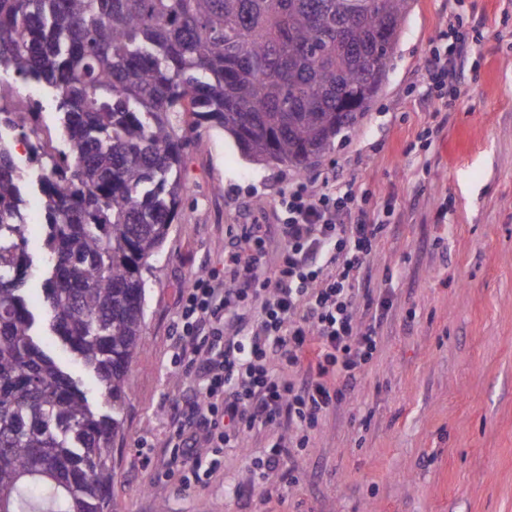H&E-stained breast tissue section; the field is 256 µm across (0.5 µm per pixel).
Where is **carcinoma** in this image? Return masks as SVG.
I'll list each match as a JSON object with an SVG mask.
<instances>
[{"instance_id":"1","label":"carcinoma","mask_w":512,"mask_h":512,"mask_svg":"<svg viewBox=\"0 0 512 512\" xmlns=\"http://www.w3.org/2000/svg\"><path fill=\"white\" fill-rule=\"evenodd\" d=\"M415 0H0V99L33 83L55 113L0 106V512H109L112 445L142 346L150 260L187 186L186 112L252 161L305 172L356 127ZM28 145L27 179L14 145ZM45 212L44 317L24 224ZM99 384L98 412L40 323Z\"/></svg>"}]
</instances>
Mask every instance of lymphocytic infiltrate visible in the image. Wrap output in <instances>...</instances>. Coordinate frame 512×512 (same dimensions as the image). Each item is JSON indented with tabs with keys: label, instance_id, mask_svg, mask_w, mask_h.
<instances>
[{
	"label": "lymphocytic infiltrate",
	"instance_id": "lymphocytic-infiltrate-1",
	"mask_svg": "<svg viewBox=\"0 0 512 512\" xmlns=\"http://www.w3.org/2000/svg\"><path fill=\"white\" fill-rule=\"evenodd\" d=\"M470 50L457 39L430 51L437 108L459 96L455 70ZM357 202L350 188L318 195L289 188L279 199L282 223L240 225L223 277L196 279L183 293L175 358L196 374L199 388L169 416L171 470L190 477L205 454L208 473H216L225 448L274 428L278 440L249 457V466L258 478L294 481L311 431L378 354L377 325L361 322L355 296L389 225L382 216L341 223ZM274 239L280 252L273 262L266 247ZM254 316L260 330L251 334ZM289 369L296 378L286 377Z\"/></svg>",
	"mask_w": 512,
	"mask_h": 512
}]
</instances>
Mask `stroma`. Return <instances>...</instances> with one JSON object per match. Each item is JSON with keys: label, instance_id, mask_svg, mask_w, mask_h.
<instances>
[{"label": "stroma", "instance_id": "1", "mask_svg": "<svg viewBox=\"0 0 512 512\" xmlns=\"http://www.w3.org/2000/svg\"><path fill=\"white\" fill-rule=\"evenodd\" d=\"M456 36L472 52L438 113L425 60ZM183 122L189 192L147 276L113 512H512V0H416L371 110L304 173L255 164L197 115ZM295 184L361 190L355 221L394 199L367 261L387 307L380 351L311 432L294 483L247 467L269 429L183 484L167 446L168 415L197 384L174 357L181 292L223 272L237 225L278 223Z\"/></svg>", "mask_w": 512, "mask_h": 512}]
</instances>
